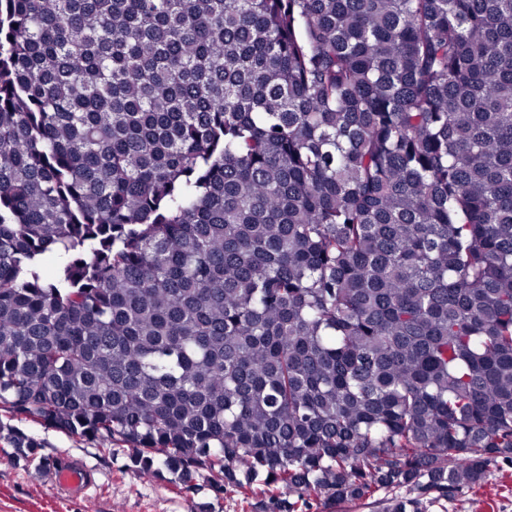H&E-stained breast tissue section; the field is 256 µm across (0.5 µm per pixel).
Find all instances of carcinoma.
Here are the masks:
<instances>
[{"instance_id": "cac0c4a2", "label": "carcinoma", "mask_w": 512, "mask_h": 512, "mask_svg": "<svg viewBox=\"0 0 512 512\" xmlns=\"http://www.w3.org/2000/svg\"><path fill=\"white\" fill-rule=\"evenodd\" d=\"M15 421L271 512L481 489L512 0H0V439L47 466Z\"/></svg>"}]
</instances>
